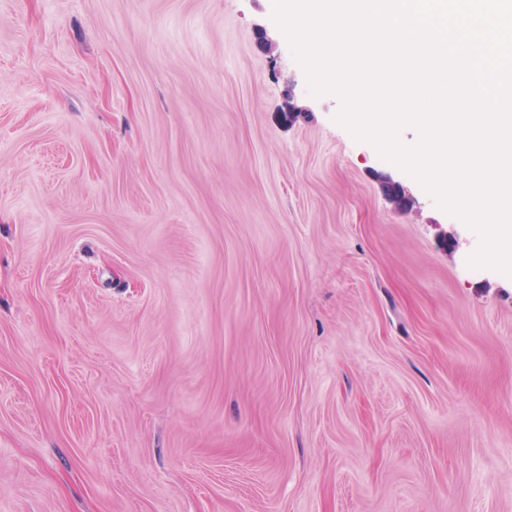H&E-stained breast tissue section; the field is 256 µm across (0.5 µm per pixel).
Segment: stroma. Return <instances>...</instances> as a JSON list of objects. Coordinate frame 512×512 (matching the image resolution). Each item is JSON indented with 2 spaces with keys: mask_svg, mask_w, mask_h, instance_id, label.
I'll list each match as a JSON object with an SVG mask.
<instances>
[{
  "mask_svg": "<svg viewBox=\"0 0 512 512\" xmlns=\"http://www.w3.org/2000/svg\"><path fill=\"white\" fill-rule=\"evenodd\" d=\"M273 10L0 0V512H512V276Z\"/></svg>",
  "mask_w": 512,
  "mask_h": 512,
  "instance_id": "35a3bbf8",
  "label": "stroma"
}]
</instances>
